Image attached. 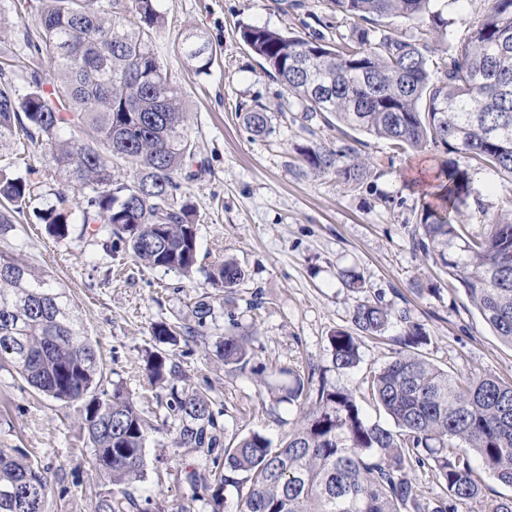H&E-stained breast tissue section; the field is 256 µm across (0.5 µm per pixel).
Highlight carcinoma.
<instances>
[{"mask_svg": "<svg viewBox=\"0 0 512 512\" xmlns=\"http://www.w3.org/2000/svg\"><path fill=\"white\" fill-rule=\"evenodd\" d=\"M490 8L464 47L442 53L379 28L391 16L437 30L434 0H330L358 20L352 37L324 42L286 29L245 24L240 36L306 116L333 115L345 127L389 142L394 150L421 153L442 145L464 159L441 168L439 204L422 205V234L413 246L437 256L491 331L512 346V198L484 218V231L466 228L470 171L493 168L512 176V0ZM38 35L27 37L29 55L48 60L54 79L45 87L30 72L25 93L0 87V149L23 136L50 155L66 186L90 191L83 223L122 239L147 269L178 271L196 265L192 207L176 205L177 175L193 159L187 110L158 56L155 34L164 26L158 0H42ZM180 54L198 73L214 51L203 36L179 38ZM254 136L268 134L265 109L243 115ZM311 170L334 173L354 186L366 167L351 147L313 143L300 150ZM130 165L127 179L112 176V161ZM31 196L29 180L0 169V241L14 237L16 214ZM66 195L41 219L48 233H70ZM245 271L227 259L207 276L224 301H233ZM201 300L192 319L159 323L161 344L195 341L212 317ZM391 311L379 301L358 303L353 331L330 335L336 370L355 368L366 338L384 336ZM395 356L368 378L367 394L389 423L368 419L356 395L316 369L277 391V402L304 406L278 445L258 431L219 448L221 435L209 397L173 389L168 409L178 421L173 445L189 448L212 466L190 474L194 488L210 492L221 512L224 492H236V512H462L487 497L485 477L512 488V381L493 375L456 376L429 362L420 348L430 336L409 324ZM215 353L231 374L250 371L262 383L277 368L255 363L248 334L215 337ZM10 363L46 397L83 403V429L93 448L91 464L111 488L100 493L98 512H129L128 487L145 478L151 423L133 396L101 387L103 360L77 324L68 288L51 274L0 249V362ZM165 352L145 360L149 382L176 372ZM427 468L441 493L432 497L413 473ZM51 484L24 456L0 448V512H45Z\"/></svg>", "mask_w": 512, "mask_h": 512, "instance_id": "1", "label": "carcinoma"}]
</instances>
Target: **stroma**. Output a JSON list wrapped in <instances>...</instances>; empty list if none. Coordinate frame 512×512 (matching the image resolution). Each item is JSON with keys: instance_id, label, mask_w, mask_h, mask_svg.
<instances>
[{"instance_id": "35a3bbf8", "label": "stroma", "mask_w": 512, "mask_h": 512, "mask_svg": "<svg viewBox=\"0 0 512 512\" xmlns=\"http://www.w3.org/2000/svg\"><path fill=\"white\" fill-rule=\"evenodd\" d=\"M15 0H0V53L12 55V78L25 74L23 37L36 28L40 0L16 12ZM165 28L158 53L187 105L197 158L206 165L197 177L179 174L178 199L189 200L197 224V271L138 265L120 240L82 222L86 194L68 190L70 234L49 237L40 212L63 189L48 156L14 145L0 153L35 185L32 200L17 217L16 254L70 288L74 315L97 341L103 357V387L120 385L153 420L168 414L171 389L204 390L219 412L226 441L251 430L279 442L299 408L262 393L254 375H229L213 345L170 347L174 376L152 387L144 372L147 352L156 350L153 325L190 316L213 290L205 274L224 258L245 270L232 302L215 303L206 336L223 334L238 322L255 335L258 362L301 372L324 369L340 386L364 392V380L390 359L405 321L424 325L431 337L427 358L451 374L486 373L512 381V347L490 331L460 285L443 267L413 247L424 193L438 190L434 175L448 160L444 147L421 155L394 152L389 144L327 122L306 119L295 98L262 68L240 38L243 24L289 29L324 41L351 37L355 22L328 0H159ZM451 43L462 47L489 8L488 0H438ZM186 33L201 34L216 51L208 73L188 68L177 49ZM262 104L269 132L254 137L242 114ZM352 146L367 166L355 186L334 174L301 165L299 150L312 143ZM512 196V178L491 169L472 178L467 229L484 230L483 213H496ZM361 283L345 287L343 273ZM381 302L393 326L384 339L364 340L362 361L347 372L333 369L328 338L351 329L357 302ZM81 403L43 398L9 366L0 368V448H15L38 464L52 493L48 512H98L104 484L91 466L92 448L82 427ZM173 430L152 435L145 448L144 481L131 486L139 512H209L204 491L193 490L187 474L197 456L172 445Z\"/></svg>"}]
</instances>
